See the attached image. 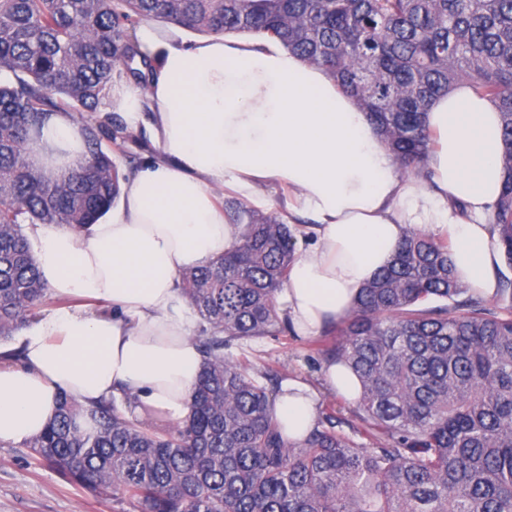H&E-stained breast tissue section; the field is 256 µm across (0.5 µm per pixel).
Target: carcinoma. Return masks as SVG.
Listing matches in <instances>:
<instances>
[{"label": "carcinoma", "instance_id": "1", "mask_svg": "<svg viewBox=\"0 0 512 512\" xmlns=\"http://www.w3.org/2000/svg\"><path fill=\"white\" fill-rule=\"evenodd\" d=\"M148 21L281 43L369 113L403 177L428 178L429 108L470 84L500 112L506 178L491 224L512 266V0H0V343L49 299L24 225L97 223L120 196L113 153L135 137L109 113L92 118L83 160L59 175L30 144L54 114L98 112L117 68L148 85L156 67L136 38ZM224 215L231 250L181 274L203 356L187 420L155 430L110 400L62 396L31 455L132 512H512V309L456 277L448 240L408 230L324 325L337 335L324 362L359 379L356 421L319 416L290 442L278 383L227 349L288 333L277 296L297 227L237 200Z\"/></svg>", "mask_w": 512, "mask_h": 512}]
</instances>
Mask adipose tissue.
Listing matches in <instances>:
<instances>
[{"label":"adipose tissue","mask_w":512,"mask_h":512,"mask_svg":"<svg viewBox=\"0 0 512 512\" xmlns=\"http://www.w3.org/2000/svg\"><path fill=\"white\" fill-rule=\"evenodd\" d=\"M137 38L158 69L148 92L125 87L121 110L137 124L149 97L159 154L122 182L121 203L107 220L79 231L29 227L48 287L110 310L47 311L18 338L19 363L0 346V444L40 434L63 393L82 404L114 400L132 418L151 411L183 423L203 359L180 275L234 242L212 195L217 186L250 196L262 182L288 185L314 219L315 241L300 250L283 288L302 335L348 312L411 228L448 239L461 280L495 294L502 247L490 217L505 175L501 118L470 85L455 86L429 109L438 146L426 183L401 177L355 100L277 43L213 37L181 44L145 25ZM41 144L53 172L82 158L71 116L54 115ZM316 396L302 381L282 384L275 413L287 439L301 440L314 426Z\"/></svg>","instance_id":"1"}]
</instances>
